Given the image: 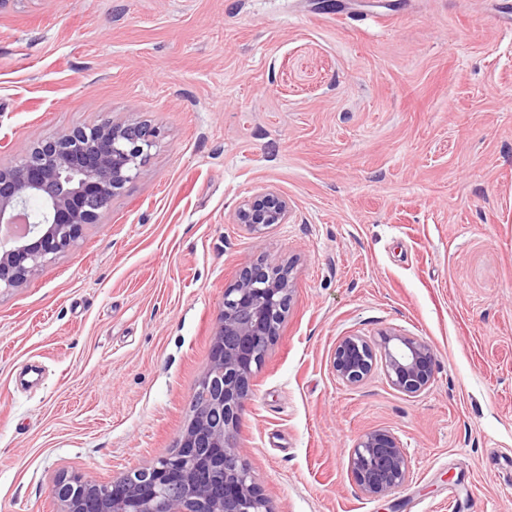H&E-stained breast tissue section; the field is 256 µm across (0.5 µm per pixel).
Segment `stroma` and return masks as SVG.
Segmentation results:
<instances>
[{
    "label": "stroma",
    "mask_w": 512,
    "mask_h": 512,
    "mask_svg": "<svg viewBox=\"0 0 512 512\" xmlns=\"http://www.w3.org/2000/svg\"><path fill=\"white\" fill-rule=\"evenodd\" d=\"M498 0H8L0 139L99 121L160 129L76 247L0 291V512H59L64 476L120 478L176 447L226 285L292 266L238 441L273 512H512V37ZM272 189L287 223L238 207ZM435 356L411 397L348 385L340 337ZM44 375L31 381L32 370ZM395 434L403 487L348 456ZM288 209L286 198L271 190L264 191L238 208L234 223L242 224L255 234H261L270 224L287 223ZM348 468L360 492L379 499L404 485L410 461L395 435L376 430L360 436L349 455Z\"/></svg>",
    "instance_id": "35a3bbf8"
}]
</instances>
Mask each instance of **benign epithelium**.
Wrapping results in <instances>:
<instances>
[{"label":"benign epithelium","mask_w":512,"mask_h":512,"mask_svg":"<svg viewBox=\"0 0 512 512\" xmlns=\"http://www.w3.org/2000/svg\"><path fill=\"white\" fill-rule=\"evenodd\" d=\"M159 133L140 121L103 120L14 147L0 156V288H17L99 223L112 198L137 180ZM288 220V200L268 190L238 208L234 223L255 234ZM289 268L264 259L241 263L224 295L201 398L176 449L111 482L88 474L61 478V512H272L252 481L238 443L251 381L277 336L292 299ZM381 363L390 384L415 397L434 379V354L419 336L397 331L372 342L336 343L333 369L348 385ZM348 468L364 495L379 499L404 485L410 461L400 440L376 430L360 436Z\"/></svg>","instance_id":"7a95c632"}]
</instances>
